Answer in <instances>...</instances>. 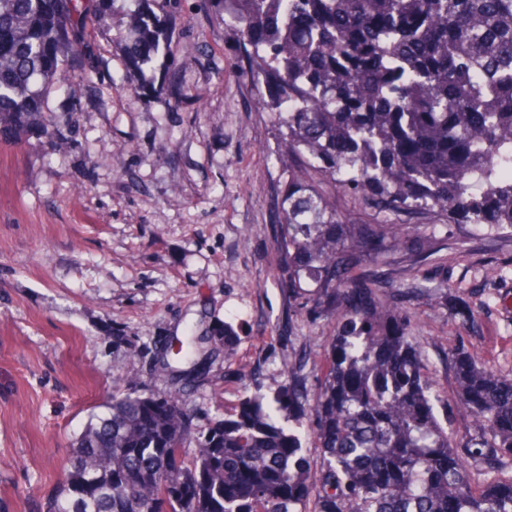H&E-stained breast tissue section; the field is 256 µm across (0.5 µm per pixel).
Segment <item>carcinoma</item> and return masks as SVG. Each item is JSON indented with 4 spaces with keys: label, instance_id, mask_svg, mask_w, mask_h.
Masks as SVG:
<instances>
[{
    "label": "carcinoma",
    "instance_id": "obj_1",
    "mask_svg": "<svg viewBox=\"0 0 512 512\" xmlns=\"http://www.w3.org/2000/svg\"><path fill=\"white\" fill-rule=\"evenodd\" d=\"M126 2L0 0L1 140L58 137L48 87L87 79L86 19ZM133 2L112 41L137 72L159 54L182 0ZM199 3L222 10L288 158L273 272L301 311L335 324L321 386L308 395L304 366L290 362L288 383L244 388L203 433L185 391L119 374L48 512H512V475L477 479L468 462L486 448L512 455V378L452 354L458 400L482 428L461 442L440 420L410 315L384 299L393 283L357 274L397 253L415 262L428 225L512 231V0ZM161 68L153 93L202 102L177 59ZM238 341L229 325L191 333L161 372L199 383L206 344L230 352Z\"/></svg>",
    "mask_w": 512,
    "mask_h": 512
}]
</instances>
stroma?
I'll return each instance as SVG.
<instances>
[{"label":"stroma","instance_id":"35a3bbf8","mask_svg":"<svg viewBox=\"0 0 512 512\" xmlns=\"http://www.w3.org/2000/svg\"><path fill=\"white\" fill-rule=\"evenodd\" d=\"M125 14L94 17L88 81L51 91L45 111L61 139L37 132L0 142V512H47L75 440L105 413L117 369L150 388L186 326L231 325L232 359L216 352L186 408L199 430L238 402L243 384L306 387L332 323L297 314L272 275L282 165L270 113L255 109L234 36L193 0L170 16L167 52L203 104L173 107L123 87L112 42ZM196 43L194 57L182 48ZM434 255L394 257L388 301L412 318L433 390L461 440L479 427L456 402L449 359L464 349L512 375V232L439 224Z\"/></svg>","mask_w":512,"mask_h":512}]
</instances>
